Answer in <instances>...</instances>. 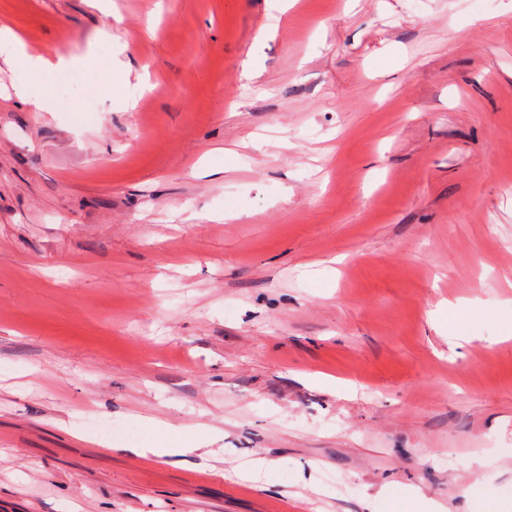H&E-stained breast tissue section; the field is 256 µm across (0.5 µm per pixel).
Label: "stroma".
Returning a JSON list of instances; mask_svg holds the SVG:
<instances>
[{
	"label": "stroma",
	"instance_id": "obj_1",
	"mask_svg": "<svg viewBox=\"0 0 512 512\" xmlns=\"http://www.w3.org/2000/svg\"><path fill=\"white\" fill-rule=\"evenodd\" d=\"M0 30L73 61L0 47V512L512 497V0H0Z\"/></svg>",
	"mask_w": 512,
	"mask_h": 512
}]
</instances>
